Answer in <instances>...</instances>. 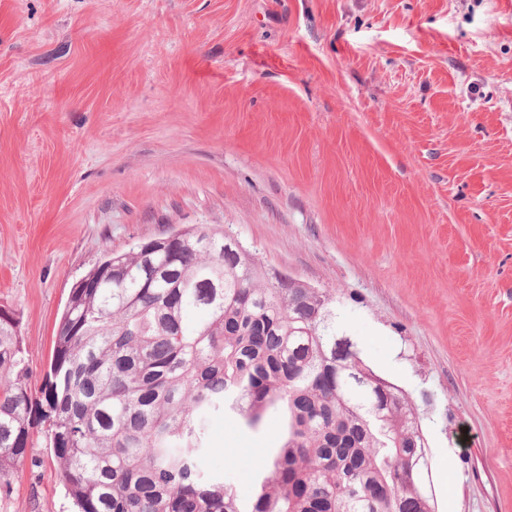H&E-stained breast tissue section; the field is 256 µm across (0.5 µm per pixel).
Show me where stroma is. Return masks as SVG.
Listing matches in <instances>:
<instances>
[{"label":"stroma","mask_w":512,"mask_h":512,"mask_svg":"<svg viewBox=\"0 0 512 512\" xmlns=\"http://www.w3.org/2000/svg\"><path fill=\"white\" fill-rule=\"evenodd\" d=\"M224 229L336 293L438 512H512V0H0V308L39 392L107 252ZM242 496L277 428L212 419ZM0 512H74L44 427Z\"/></svg>","instance_id":"35a3bbf8"}]
</instances>
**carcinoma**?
Listing matches in <instances>:
<instances>
[{"label": "carcinoma", "mask_w": 512, "mask_h": 512, "mask_svg": "<svg viewBox=\"0 0 512 512\" xmlns=\"http://www.w3.org/2000/svg\"><path fill=\"white\" fill-rule=\"evenodd\" d=\"M342 335L335 296L269 281L222 229L112 252L71 289L37 399L0 315V489L45 424L78 512H437L410 403ZM271 410L285 436L244 500L198 467L208 422Z\"/></svg>", "instance_id": "carcinoma-1"}]
</instances>
